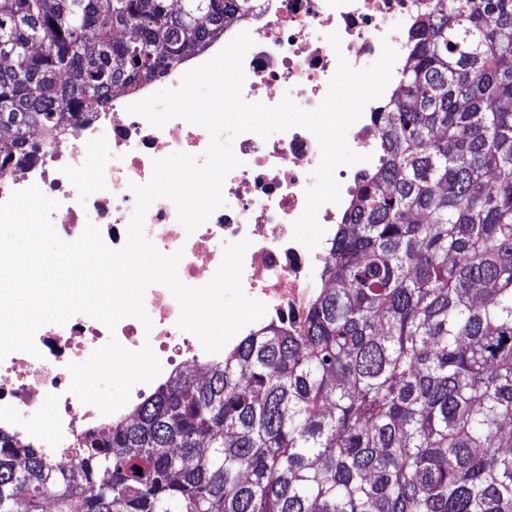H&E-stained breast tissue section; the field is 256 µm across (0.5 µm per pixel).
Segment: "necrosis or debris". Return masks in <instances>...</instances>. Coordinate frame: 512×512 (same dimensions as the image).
Instances as JSON below:
<instances>
[{
	"mask_svg": "<svg viewBox=\"0 0 512 512\" xmlns=\"http://www.w3.org/2000/svg\"><path fill=\"white\" fill-rule=\"evenodd\" d=\"M418 7L419 0H260L253 12L225 29L223 37L168 70L161 83H140L133 93L113 91L105 109L60 133L32 163L6 169L0 174V202L13 191L38 186L60 203L52 222L62 239H77L90 221L109 247H122L135 208L130 184L146 183L160 154L199 155L210 141L204 128L180 118L153 127L143 117L128 113V105L157 87H179L187 71L246 31L254 45L243 59L244 100L274 106L288 95L301 108L313 109L325 98L339 59H346L352 68H365L377 61L387 42L398 52L397 65H404L408 60L404 35ZM333 32L341 39L337 50L327 41ZM378 109V101L369 102L347 132L350 148L364 160L336 170L342 188H350L374 167ZM234 144L240 164L225 178L224 206L189 236L177 220L175 205L157 200L146 213L145 234L162 253L182 252L178 275L194 287L203 276L215 274L225 244L249 240L242 289L248 297L263 300L267 323L291 330L322 284L328 260L325 244L335 238L346 205L320 207L324 242L307 249L294 240L293 224L305 209V193L321 159L315 136L294 127L266 139L245 132ZM144 306L151 329H144L137 319L125 318L111 333L99 321L77 315L66 324H49L37 332L40 357L15 352L1 360L0 432L53 453L63 444L77 443L89 425L122 421L124 411L101 415L97 407L82 403L69 391L68 364L86 360L113 336L130 350L141 348L144 334L153 338L151 348L161 372L153 382L134 386L131 398L135 401L164 384L171 374L216 361V354L206 352L195 335L178 328L180 307L165 286H149ZM47 400L57 407L56 420L50 425L39 416V407Z\"/></svg>",
	"mask_w": 512,
	"mask_h": 512,
	"instance_id": "4bbe7bcc",
	"label": "necrosis or debris"
}]
</instances>
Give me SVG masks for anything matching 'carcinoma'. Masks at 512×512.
I'll list each match as a JSON object with an SVG mask.
<instances>
[{"mask_svg":"<svg viewBox=\"0 0 512 512\" xmlns=\"http://www.w3.org/2000/svg\"><path fill=\"white\" fill-rule=\"evenodd\" d=\"M253 3L0 0V172ZM408 42L299 329L57 457L4 441L0 512H512V0H423Z\"/></svg>","mask_w":512,"mask_h":512,"instance_id":"cac0c4a2","label":"carcinoma"}]
</instances>
